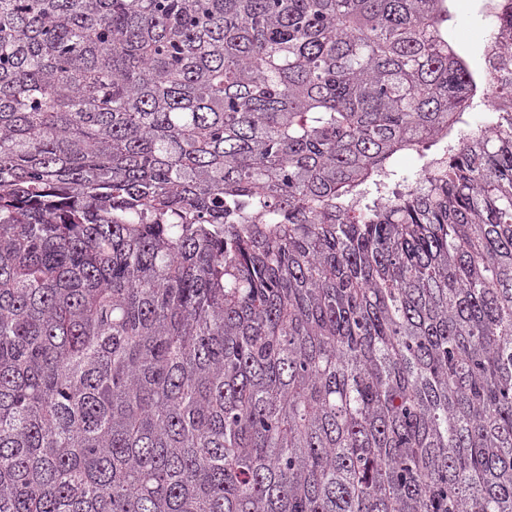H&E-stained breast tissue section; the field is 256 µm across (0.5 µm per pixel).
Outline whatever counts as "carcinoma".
<instances>
[{
    "mask_svg": "<svg viewBox=\"0 0 512 512\" xmlns=\"http://www.w3.org/2000/svg\"><path fill=\"white\" fill-rule=\"evenodd\" d=\"M449 18L0 0V512H512V48ZM490 1L452 0L449 2L451 19L448 21V32L452 38V44L476 68H481L482 59L483 64L488 66L490 60L501 50L498 42L491 37L484 45L481 58L483 43L490 37L493 30V18L495 30L503 25L495 10L493 17L487 13L485 4L491 3Z\"/></svg>",
    "mask_w": 512,
    "mask_h": 512,
    "instance_id": "cac0c4a2",
    "label": "carcinoma"
}]
</instances>
